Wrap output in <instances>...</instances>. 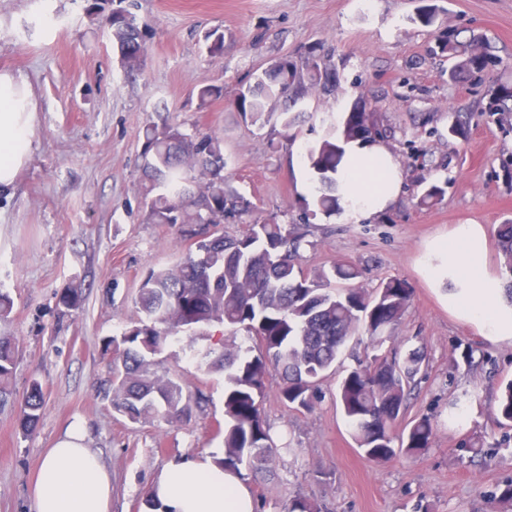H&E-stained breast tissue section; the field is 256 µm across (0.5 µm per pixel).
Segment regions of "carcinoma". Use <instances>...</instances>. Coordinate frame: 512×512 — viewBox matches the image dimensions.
<instances>
[{"instance_id":"obj_1","label":"carcinoma","mask_w":512,"mask_h":512,"mask_svg":"<svg viewBox=\"0 0 512 512\" xmlns=\"http://www.w3.org/2000/svg\"><path fill=\"white\" fill-rule=\"evenodd\" d=\"M116 0H94V10L111 30L112 42L122 66L128 71L144 67L147 49L141 36V22ZM439 52L454 60L451 72H482L492 58L472 45L445 34L437 40ZM336 87V69L328 59L311 51L302 65L277 57L254 84L238 93L237 111L257 122L277 116L282 137L296 117L280 102L294 104L308 93L309 86ZM222 95V88L206 81L197 89L200 104ZM488 112L512 111V86L499 85ZM377 131L368 112H350L343 121L345 143L367 142ZM144 169L150 181V216L156 224H196L194 243L172 266L153 269L142 281L134 302L138 321L118 338L104 341V351H118L110 363L107 394L115 412L132 422L154 417L168 424L191 418L202 403V394L184 390L171 377L152 371L155 356L178 335L215 324L231 334L242 330L249 346L221 343L192 350L199 367L224 372V422H216L214 433L223 438L222 468L244 465L254 473L271 471L276 444L271 427L262 415L265 376L278 370L283 380L281 399L295 409L310 410L319 384L336 372L343 348L365 332L371 341L398 322L410 302L406 284L397 279L381 282L372 295L360 288H338L335 281H353L358 268L338 262L326 272L306 273L300 262L305 235L296 225L287 226L270 218L249 221L244 231L226 237L214 231L228 214L243 215L250 209L225 181L208 180L214 168L224 167V154L217 136L189 135L174 126L144 131ZM345 148L336 138L325 139L308 151L310 179L320 210H336L339 197L336 174ZM497 242L503 256L507 302L512 305V222L498 228ZM83 303L82 291L71 288L59 298L66 312H76ZM258 354H253V351ZM18 358L17 338L0 335V403L14 394L13 378ZM424 351L413 349L403 358L375 354L348 371L338 383L339 403L351 429V436L364 457L385 462L396 454H413L429 447L433 424L420 418L402 434L393 424L405 411L408 389L420 371ZM45 404L42 383L29 382L20 405L18 426L22 433H34ZM495 419L501 426L512 423V381L498 401ZM288 512H321L311 499L294 496Z\"/></svg>"}]
</instances>
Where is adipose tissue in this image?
Returning a JSON list of instances; mask_svg holds the SVG:
<instances>
[{
	"instance_id": "adipose-tissue-1",
	"label": "adipose tissue",
	"mask_w": 512,
	"mask_h": 512,
	"mask_svg": "<svg viewBox=\"0 0 512 512\" xmlns=\"http://www.w3.org/2000/svg\"><path fill=\"white\" fill-rule=\"evenodd\" d=\"M36 106L27 81L0 72V192L10 189L26 165ZM341 180L362 199L366 214L386 211L394 202L402 172L399 163L375 144L347 147ZM480 225H463L456 244L446 246L449 267L467 280L466 310L498 336L512 335V312L499 308L494 283L481 279L484 265ZM112 478L85 444L81 428L66 431L39 468L30 512H109ZM155 512H254L248 485L232 470L209 458L170 462L152 488Z\"/></svg>"
}]
</instances>
